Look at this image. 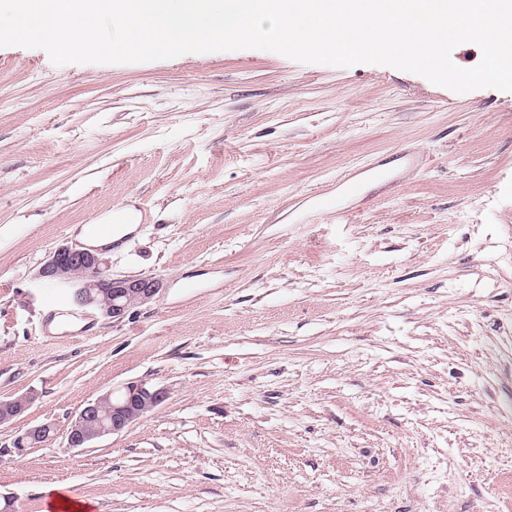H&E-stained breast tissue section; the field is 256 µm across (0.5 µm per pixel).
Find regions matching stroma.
<instances>
[{"label":"stroma","mask_w":512,"mask_h":512,"mask_svg":"<svg viewBox=\"0 0 512 512\" xmlns=\"http://www.w3.org/2000/svg\"><path fill=\"white\" fill-rule=\"evenodd\" d=\"M118 206L143 218L105 275L161 291L52 328L37 270ZM139 380L168 398L123 432L14 453ZM23 393L15 512L56 483L92 512H512V92L0 47V400ZM55 436V427L53 424L43 423L39 425H35L25 431L23 434L18 435L13 441L14 450L20 454L23 453L26 448H31V442L27 443L26 448L23 444L25 439H29L34 442H38V444H44L54 439ZM20 447V448H18Z\"/></svg>","instance_id":"obj_1"}]
</instances>
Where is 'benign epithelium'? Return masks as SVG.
<instances>
[{
	"instance_id": "7a95c632",
	"label": "benign epithelium",
	"mask_w": 512,
	"mask_h": 512,
	"mask_svg": "<svg viewBox=\"0 0 512 512\" xmlns=\"http://www.w3.org/2000/svg\"><path fill=\"white\" fill-rule=\"evenodd\" d=\"M105 265L106 260L100 255L64 243L51 252L39 268L37 278L70 288L76 303L91 307L114 322L121 321L132 309L153 301L162 288V279L155 275L107 277ZM167 397L164 389L145 381L131 382L119 394L106 392L68 422L69 449L88 448L96 439L124 431L154 412ZM32 402L33 396L28 393L8 399L7 405L0 407V427L25 413ZM54 436V425H35L14 439L13 448L20 454L25 451L24 440L44 444Z\"/></svg>"
}]
</instances>
